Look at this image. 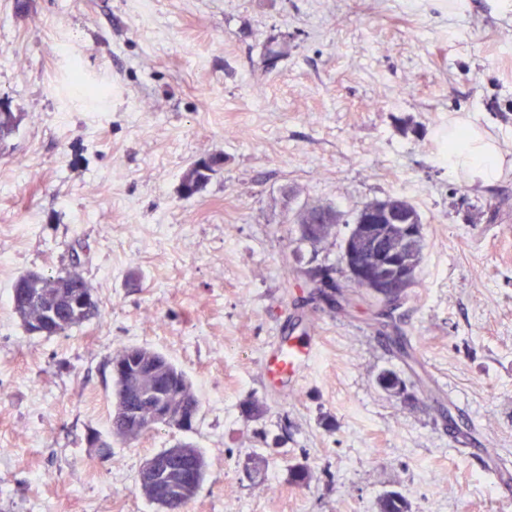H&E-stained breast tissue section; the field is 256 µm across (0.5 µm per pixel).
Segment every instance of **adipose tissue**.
<instances>
[{
	"label": "adipose tissue",
	"mask_w": 512,
	"mask_h": 512,
	"mask_svg": "<svg viewBox=\"0 0 512 512\" xmlns=\"http://www.w3.org/2000/svg\"><path fill=\"white\" fill-rule=\"evenodd\" d=\"M449 138L458 146L448 153L449 175L465 179L472 186L501 178L508 150L500 140L486 135L468 117L454 118L448 125Z\"/></svg>",
	"instance_id": "adipose-tissue-1"
}]
</instances>
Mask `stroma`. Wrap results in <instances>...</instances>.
<instances>
[{
    "instance_id": "obj_1",
    "label": "stroma",
    "mask_w": 512,
    "mask_h": 512,
    "mask_svg": "<svg viewBox=\"0 0 512 512\" xmlns=\"http://www.w3.org/2000/svg\"><path fill=\"white\" fill-rule=\"evenodd\" d=\"M500 2L0 0V101L20 117L0 144V512H156L138 472L180 442L206 461L183 512H377L389 491L410 512H512L485 457L448 436L512 468V154L480 187L439 162L456 115L512 145ZM281 38L291 50L267 67ZM208 154L223 166L183 197ZM388 195L413 203L426 240L396 328L365 305L332 317L303 302L287 285L299 270L346 283L347 229L300 241L291 209L350 218ZM71 265L101 317L28 334L14 281ZM299 320L320 350L292 389L263 364ZM131 345L186 374L193 430L111 437V359ZM386 369L405 395L378 386ZM252 400L262 416L244 414ZM209 156V160L200 158V165L194 163L182 176L181 180V190L182 186L192 192L193 195L200 192L204 186L207 184L211 177V173L216 172V167L223 165L224 157L217 155H206ZM188 196L187 198L191 197Z\"/></svg>"
}]
</instances>
